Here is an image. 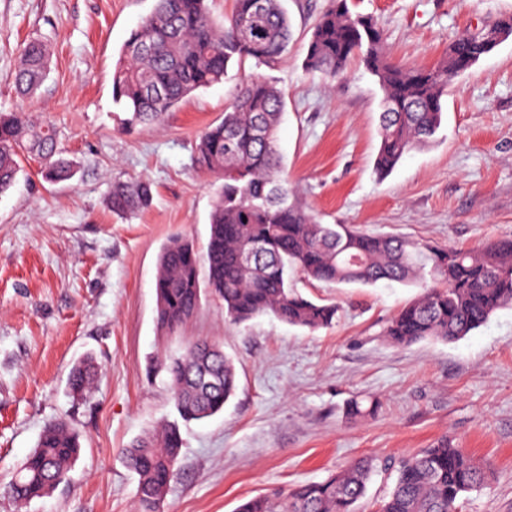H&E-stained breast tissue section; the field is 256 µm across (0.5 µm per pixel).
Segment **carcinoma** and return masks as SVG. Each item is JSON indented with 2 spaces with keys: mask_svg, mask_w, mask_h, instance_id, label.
Here are the masks:
<instances>
[{
  "mask_svg": "<svg viewBox=\"0 0 512 512\" xmlns=\"http://www.w3.org/2000/svg\"><path fill=\"white\" fill-rule=\"evenodd\" d=\"M511 36L512 17H505L478 35L458 34L433 66L402 67L390 60L373 17L353 11L349 0H328L314 23L305 69L334 79L351 59L362 58L382 93L374 171L384 177L408 152L434 140L448 86ZM289 40L282 0H235L223 21L213 16L209 0H156L120 49L113 99L129 114L126 125L156 122L193 92L222 82L234 62L273 67ZM48 62L45 43L32 41L23 48L16 73L21 94L39 89ZM284 101V91L273 81L252 75L225 107L223 120L198 137L197 163L222 184L210 213L206 252L198 254L177 235L160 250L155 288L161 328L174 332L195 314L202 263L209 292L224 301L226 318L238 324L259 315L312 331L333 323L336 305L295 292L288 284L290 271L333 285H408L427 276L441 282L393 317L386 336L395 345L459 340L512 305V241L439 247L321 223L298 201L277 150ZM21 153L39 159L49 182L74 176L71 163L56 156L52 127L32 122L23 112H0V195L15 182ZM152 199L150 184L138 181L116 185L110 203L112 212L123 215L148 207ZM259 241L261 251L244 262ZM157 367L168 373L175 409L186 422L220 413L236 390L233 362L207 341L188 343L179 356ZM96 375L93 358L78 362L68 379L72 398L86 397ZM181 447L178 426L163 422L122 450L137 476L140 512H164L163 495L177 474ZM79 453L78 436L65 418L47 423L10 487L14 499L28 503L51 495L68 480ZM370 471V462L359 460L323 481L244 500L235 512H357ZM395 472L376 512H458L462 496L488 478L486 467L446 437L399 460Z\"/></svg>",
  "mask_w": 512,
  "mask_h": 512,
  "instance_id": "1",
  "label": "carcinoma"
}]
</instances>
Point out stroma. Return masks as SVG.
Masks as SVG:
<instances>
[{
  "label": "stroma",
  "mask_w": 512,
  "mask_h": 512,
  "mask_svg": "<svg viewBox=\"0 0 512 512\" xmlns=\"http://www.w3.org/2000/svg\"><path fill=\"white\" fill-rule=\"evenodd\" d=\"M284 4L291 40L274 67L230 68L160 123L129 128L112 98V73L154 0H0V111L52 124L76 169L50 183L37 159L22 160L0 195V512H139L122 450L174 418L154 365L198 338L231 357L237 389L222 413L181 425L165 512H234L246 499L324 480L362 457L376 464L362 501L373 512L393 484L391 463L443 437L489 471L460 512H512V306L457 341L398 347L385 331L420 287L299 278L303 296L336 304L332 326L311 331L271 316L234 325L212 297L176 333L157 323L162 244L177 235L201 252L208 240L215 182L195 163L197 136L256 73L285 92L278 150L323 223L436 246L512 240V38L449 87L435 142L381 179L373 170L381 113L374 78L358 58L333 80L306 71L311 27L327 0ZM351 5L374 17L403 67L433 66L458 33L512 15V0ZM33 39L49 47V74L25 96L15 72ZM139 180L151 185V206L113 213V184ZM88 354L97 382L76 403L67 379ZM354 400L368 413L353 421L346 407ZM61 415L81 444L68 481L49 497L15 502L8 485L44 425Z\"/></svg>",
  "instance_id": "obj_1"
}]
</instances>
